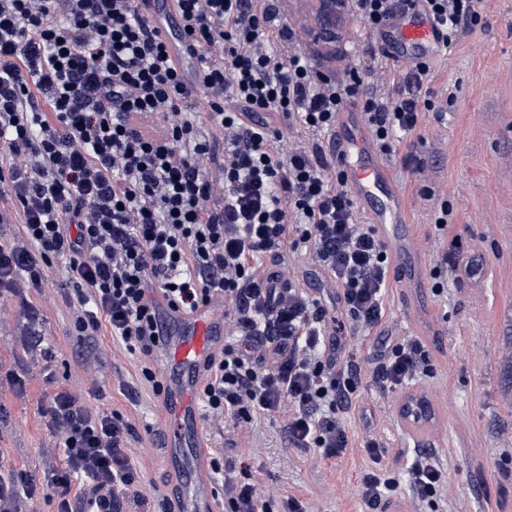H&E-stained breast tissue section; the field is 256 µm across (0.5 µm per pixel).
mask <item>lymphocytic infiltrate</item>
I'll return each instance as SVG.
<instances>
[{
	"label": "lymphocytic infiltrate",
	"mask_w": 512,
	"mask_h": 512,
	"mask_svg": "<svg viewBox=\"0 0 512 512\" xmlns=\"http://www.w3.org/2000/svg\"><path fill=\"white\" fill-rule=\"evenodd\" d=\"M351 2L366 42L352 64L326 74L303 51V30L271 33L267 0H173V32L138 0H0V225L20 227L0 242V297L42 287L64 260L79 338L105 332L139 355L138 385L119 389L140 385L158 397L164 315L222 299L224 344L199 389L206 419L220 430L281 415L289 447L344 455L361 378L342 336L383 326L390 259L336 167L337 117L359 106L389 160L411 146L426 113L448 107L433 91V60L395 66L372 40L412 0ZM421 6L451 43L484 23L481 0ZM177 35L195 44L194 72L169 54ZM270 113L287 117V130L271 126ZM287 131L299 140L288 151ZM300 259L320 270V287L285 281ZM39 356L56 387L41 409L46 448L63 464L39 487L0 465V512H27L39 491L56 512L145 502L124 415L56 386L51 350ZM432 367L422 339L389 336L371 374L391 391ZM361 447L372 462L361 499L384 512L397 487L387 448L373 436ZM210 469L224 512H308L296 497L273 500L222 457ZM445 480L427 454L408 469L418 502L433 500Z\"/></svg>",
	"instance_id": "f902f5d3"
}]
</instances>
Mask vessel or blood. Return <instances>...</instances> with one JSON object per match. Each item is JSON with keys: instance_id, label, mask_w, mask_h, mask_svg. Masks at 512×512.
<instances>
[{"instance_id": "1", "label": "vessel or blood", "mask_w": 512, "mask_h": 512, "mask_svg": "<svg viewBox=\"0 0 512 512\" xmlns=\"http://www.w3.org/2000/svg\"><path fill=\"white\" fill-rule=\"evenodd\" d=\"M375 45L391 63H408L446 50L444 35L420 7L392 17L376 36ZM336 162L357 204L375 225L396 269L408 288L421 287L424 271L416 236L403 207V194L378 158L357 110L340 113L335 130ZM224 342V304L215 302L180 316L175 331L162 339L169 375L168 393L159 420L168 437L165 459L174 467L191 466L195 480L181 497L179 512H211L212 488L207 453L196 432L201 412L195 399L199 372Z\"/></svg>"}]
</instances>
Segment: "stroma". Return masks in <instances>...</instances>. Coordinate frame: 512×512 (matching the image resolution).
I'll return each mask as SVG.
<instances>
[{
	"label": "stroma",
	"instance_id": "obj_1",
	"mask_svg": "<svg viewBox=\"0 0 512 512\" xmlns=\"http://www.w3.org/2000/svg\"><path fill=\"white\" fill-rule=\"evenodd\" d=\"M483 15L484 26L460 38L451 54L435 55L434 86L453 92L455 102L444 119L425 115L418 131L430 185L451 211L448 234L460 238L464 260H476L478 273L469 278L449 272L448 292L439 297L427 285L404 288L399 273L391 272L388 329L395 336L423 338L434 370L406 392L380 391L363 376L361 394L345 416L353 446L343 456L326 459L289 447L281 416H257L222 436L201 427L209 452L224 454L274 499L299 497L309 512H364L360 489L372 467L360 447L366 407L395 470H404L416 450L424 449L446 476L430 503L412 500L407 484H399L387 512H512V0H483ZM363 45L360 23L348 16L337 20L331 41L308 39L302 48L324 69L340 70ZM389 170L405 196L422 262L431 266L444 248L434 234V205L420 197L412 168L398 161ZM66 282L59 261L44 287L27 290L40 312L34 325L16 297L0 300V368L24 382L20 394L0 388V462L38 483L60 463L44 453L40 409L47 390L42 364L22 338L32 326L54 355L59 385L80 392L90 407L122 413L131 424V455L147 489L156 492L149 508L163 512L165 498L179 496L186 475L164 464L161 403L145 388L133 401L119 390V381L137 380L138 356L107 336L92 346L78 345L72 311L61 300ZM410 392L429 401L431 423L416 426L400 416Z\"/></svg>",
	"mask_w": 512,
	"mask_h": 512
}]
</instances>
